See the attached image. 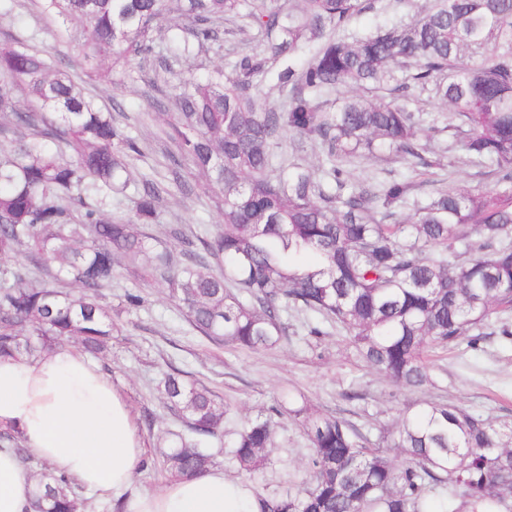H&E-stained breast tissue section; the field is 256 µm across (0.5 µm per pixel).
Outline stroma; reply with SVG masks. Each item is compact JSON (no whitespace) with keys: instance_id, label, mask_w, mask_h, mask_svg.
Returning a JSON list of instances; mask_svg holds the SVG:
<instances>
[{"instance_id":"obj_1","label":"stroma","mask_w":512,"mask_h":512,"mask_svg":"<svg viewBox=\"0 0 512 512\" xmlns=\"http://www.w3.org/2000/svg\"><path fill=\"white\" fill-rule=\"evenodd\" d=\"M434 2L378 0L376 9L354 19L348 34L360 36L380 25L409 23ZM60 26L59 19L41 12L36 0H16L12 13H0V40L8 35L30 37L37 47L58 49ZM264 45L260 31L235 17L225 22L216 44L200 56L176 63L173 75L164 82H154L147 66L103 81L89 79L73 60L63 62V70L113 114L125 135L138 141L141 153L129 159L136 174L168 185L157 221L145 227L157 247L176 249L175 240L167 234L172 225L202 234L214 232L223 220L210 193L199 190L186 195L170 185L166 155L174 144L166 131L176 111L174 95L180 77L228 63L243 52L262 51ZM406 103L420 115L425 130L421 152L429 167L389 156H364L350 165L351 179L375 184L409 179L416 183L421 198L450 185L476 192L494 188V176L471 163L461 149L457 121L432 88L411 85ZM130 292L141 296L139 305L127 304L125 296ZM105 294L121 333L95 364L129 404L143 439L144 456L152 462L136 473L131 486L135 492L161 488L170 480L156 463L157 447L165 433L179 431L181 425L163 407L157 384L163 372L172 368L207 385L224 403L222 436L210 442L217 468L226 479L246 482L265 496L295 492L309 473L311 445L301 422L287 414L277 417L267 464L246 475L231 455L230 442L246 419L291 401H305L322 414L343 418L373 442L382 429L394 427L404 412L428 403L454 404L492 420L512 419V312L492 315L477 346L463 340L447 349H431L430 381L414 389L394 386L368 367L344 334L309 335L303 314L285 313L287 336L274 348L256 350L204 337L186 320L165 284L141 269H119ZM349 390L360 391L362 400H346Z\"/></svg>"}]
</instances>
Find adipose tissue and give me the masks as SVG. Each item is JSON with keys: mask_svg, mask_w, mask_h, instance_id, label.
<instances>
[{"mask_svg": "<svg viewBox=\"0 0 512 512\" xmlns=\"http://www.w3.org/2000/svg\"><path fill=\"white\" fill-rule=\"evenodd\" d=\"M0 426L55 474L73 478L124 512H256L254 493L212 469L130 494L144 454L126 400L97 366L68 347L0 361ZM35 479L13 448L0 447V512H32Z\"/></svg>", "mask_w": 512, "mask_h": 512, "instance_id": "obj_1", "label": "adipose tissue"}]
</instances>
